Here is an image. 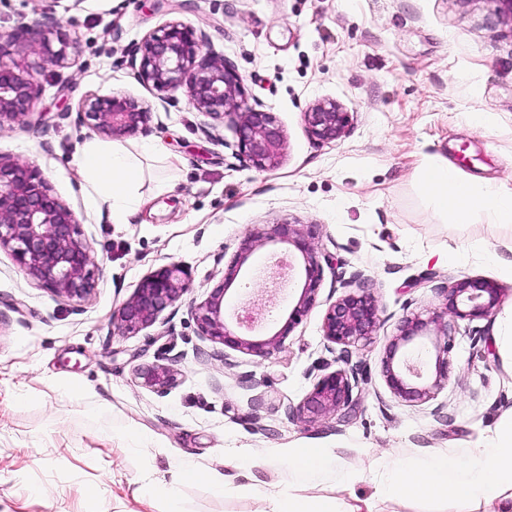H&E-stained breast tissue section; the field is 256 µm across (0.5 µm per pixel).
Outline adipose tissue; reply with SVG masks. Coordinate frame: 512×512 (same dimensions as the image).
I'll return each instance as SVG.
<instances>
[{
    "instance_id": "adipose-tissue-1",
    "label": "adipose tissue",
    "mask_w": 512,
    "mask_h": 512,
    "mask_svg": "<svg viewBox=\"0 0 512 512\" xmlns=\"http://www.w3.org/2000/svg\"><path fill=\"white\" fill-rule=\"evenodd\" d=\"M155 144L139 151L113 142H87L78 157L84 190L92 210L106 212L116 224L130 223L148 201L136 194L142 178L141 156L162 155ZM421 185L438 212L452 223H469L475 211L512 223V191L486 180L477 181L452 164L430 158L420 170ZM387 479L383 494L403 497H446L460 502L484 501L489 512H512V417L502 420L482 447L456 448L429 458L410 471L398 460L378 462ZM272 512H371L367 501L350 504L333 498L305 501L290 494L274 497Z\"/></svg>"
}]
</instances>
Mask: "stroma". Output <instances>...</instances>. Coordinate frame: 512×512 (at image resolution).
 Wrapping results in <instances>:
<instances>
[{
	"mask_svg": "<svg viewBox=\"0 0 512 512\" xmlns=\"http://www.w3.org/2000/svg\"><path fill=\"white\" fill-rule=\"evenodd\" d=\"M53 19L79 49L38 77L33 114L0 131V155L30 163L76 215L99 270L83 301L53 296L0 251V512H269L271 494L369 501L372 512H485L445 498L379 494L375 464L408 467L479 444L512 412V277L483 258L512 241V223L483 214L442 217L423 192L424 157L512 190V17L501 0H0V30ZM204 30L230 60L250 104L284 131L279 166L247 167L233 155L231 121H212L183 91H156L135 77L128 48L167 22ZM125 96L152 111L138 191L151 203L128 224L89 209L76 157L98 133L80 123L85 99ZM352 112L341 139L320 142L304 122L313 103ZM313 224L323 281L314 308L265 358L198 336L191 315L223 279L255 227ZM460 264H445L447 250ZM288 254L292 279L272 290L266 269ZM187 274L175 311L122 335L113 318L142 279L168 263ZM292 246L256 249L231 283L225 311L271 297L257 336L287 319L303 283ZM363 271L382 324L352 359L367 372L356 417L309 424L287 413L338 355L322 332L338 272ZM463 276L493 281L502 302L491 318L457 321L448 384L435 402L410 405L386 386L382 358L407 312L440 306L436 287ZM165 364L178 382L167 396L142 387L135 370ZM85 386L75 398L67 381ZM443 405L444 417L433 414ZM315 447L335 473L300 477L292 448ZM250 449L249 477L237 466ZM188 460L224 476L172 487L158 472Z\"/></svg>",
	"mask_w": 512,
	"mask_h": 512,
	"instance_id": "35a3bbf8",
	"label": "stroma"
}]
</instances>
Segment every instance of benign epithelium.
I'll list each match as a JSON object with an SVG mask.
<instances>
[{"instance_id": "benign-epithelium-1", "label": "benign epithelium", "mask_w": 512, "mask_h": 512, "mask_svg": "<svg viewBox=\"0 0 512 512\" xmlns=\"http://www.w3.org/2000/svg\"><path fill=\"white\" fill-rule=\"evenodd\" d=\"M59 27L56 21L21 24L9 32L0 31V58L6 49L22 45L39 58L35 73L46 66L61 67L67 49L78 42H61L53 49L49 35ZM129 63L144 84L165 92L182 88L189 104L215 121L229 116L235 125V155L247 166L266 171L278 166L284 143L283 130L276 117L248 103L245 87L235 66L209 49L205 31L180 20L167 22L145 36L128 51ZM42 88L33 75L26 77L0 61V128L31 113ZM83 123L114 137L149 132L150 109L126 97L89 99L80 110ZM312 137L330 142L342 138L353 122V115L335 100H323L304 112ZM316 225L277 222L250 232L240 243L224 281L211 289L208 298L193 307L191 314L197 333L213 343L258 357L268 356L280 347L294 327L315 306L323 281V267L314 248ZM293 246L302 256L305 283L286 323L266 339L245 337L264 319L260 304L248 303L232 315L239 329L226 323L224 295L253 250L265 243ZM7 250L26 275L57 298L85 300L97 286L91 247L83 238L73 211L52 194L43 175L34 167L0 155V249ZM182 268L175 264L160 267L142 281L135 296L118 311L119 328L137 334L152 326L160 315L175 305L188 291ZM348 292L332 302L323 319V336L340 347L342 366L322 374L292 416L309 422L332 415L336 423L350 422L359 409L354 390L365 380L366 372L351 364L352 349L372 340L381 323L380 307L370 292L364 274L353 272L340 278ZM442 306L422 315L402 317L398 333L389 340L382 359L383 376L391 394L409 404L427 403L436 398L448 382V354L453 347L452 329L459 320L490 317L501 301L500 288L488 280L463 277L438 287ZM435 336V376H424L419 368L398 357L399 351L427 331ZM142 385L163 397L176 385L173 370L157 364L137 370Z\"/></svg>"}]
</instances>
